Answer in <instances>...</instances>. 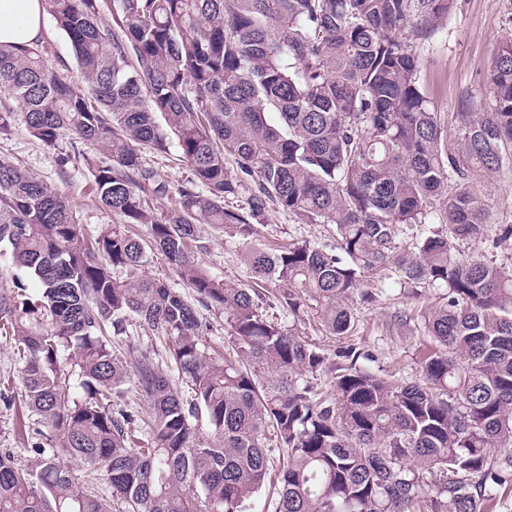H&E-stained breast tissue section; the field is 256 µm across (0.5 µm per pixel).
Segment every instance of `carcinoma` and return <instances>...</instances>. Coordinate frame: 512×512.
Here are the masks:
<instances>
[{"label":"carcinoma","mask_w":512,"mask_h":512,"mask_svg":"<svg viewBox=\"0 0 512 512\" xmlns=\"http://www.w3.org/2000/svg\"><path fill=\"white\" fill-rule=\"evenodd\" d=\"M43 2L85 85L39 43L0 45V135L20 118L46 145L71 136L60 165L87 167L120 223L86 237L65 197L0 156V244L41 285L35 298L0 292L38 439L23 465L0 455V512H256L271 437L283 460L273 512L507 508L512 268L460 246L489 238L477 179L512 166V39L494 52L490 102L468 100L450 141L409 43L431 38L456 0ZM173 142L192 171L175 190L146 162ZM243 193L248 207H224ZM271 205L334 225L335 243L262 247ZM203 224L237 239L273 299L199 263ZM418 224L430 228L399 252V231ZM156 254L224 317L228 357L211 356L210 325L179 292L139 274ZM374 269L446 289L420 314L439 350L418 382L358 365L369 356L354 343V300L373 298ZM268 302L291 325L270 320ZM301 323L340 346L327 353ZM139 330L168 348L190 397L156 355L113 347ZM144 405L145 448L132 438ZM66 456L109 493L85 487Z\"/></svg>","instance_id":"obj_1"}]
</instances>
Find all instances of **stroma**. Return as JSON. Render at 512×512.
<instances>
[{
  "mask_svg": "<svg viewBox=\"0 0 512 512\" xmlns=\"http://www.w3.org/2000/svg\"><path fill=\"white\" fill-rule=\"evenodd\" d=\"M511 37L512 0H457L454 11L440 23L434 36L414 45L420 81L434 111L449 128H456L457 114L466 100L484 98L494 51L500 42ZM68 146L65 140L55 147L43 145L20 122L10 134L0 136L1 156L18 161L61 193L85 231L99 232L104 225L117 223L118 218L89 195L85 169H60V153ZM479 187L489 198L492 228L512 225V168L480 179ZM260 236L264 242L279 244L334 240L330 225L301 224L293 215L278 209L265 214ZM196 256L216 273L244 283L250 280L239 247L224 231L206 229ZM368 286L377 295L372 302L355 305L357 344L372 356L371 368L379 375L406 382L418 380L425 358L436 350L437 344L425 334L422 324L404 325L400 319L412 315L417 307L441 305L443 289L422 288L417 294H407L380 273L369 275ZM28 423V410L22 400L9 406L0 403V453L9 451L19 461H26Z\"/></svg>",
  "mask_w": 512,
  "mask_h": 512,
  "instance_id": "stroma-1",
  "label": "stroma"
}]
</instances>
